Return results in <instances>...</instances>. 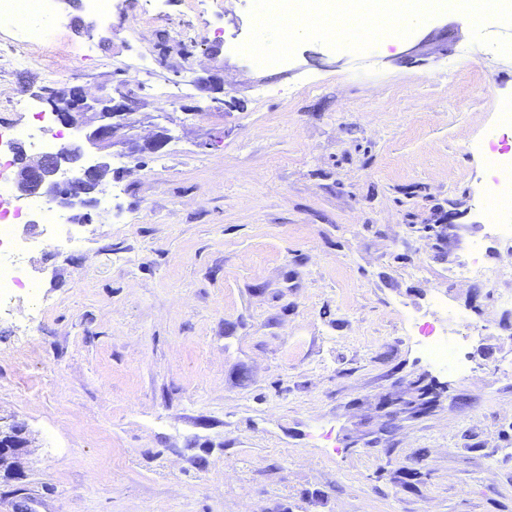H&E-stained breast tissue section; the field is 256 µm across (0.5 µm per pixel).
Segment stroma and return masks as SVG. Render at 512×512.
<instances>
[{"label":"stroma","mask_w":512,"mask_h":512,"mask_svg":"<svg viewBox=\"0 0 512 512\" xmlns=\"http://www.w3.org/2000/svg\"><path fill=\"white\" fill-rule=\"evenodd\" d=\"M252 2H55L61 65L0 24L25 59L0 62L1 122L31 123L46 85L173 118L91 222L30 233L40 304L0 319V417L28 427L35 512H512V307L462 273L500 262L483 201L512 56L447 10L396 48L264 67L237 51ZM217 64L220 104L196 86ZM424 386L431 409L402 412ZM421 345L425 353L437 364L452 366L451 340L444 334L434 332L433 328L422 326L418 328Z\"/></svg>","instance_id":"obj_1"}]
</instances>
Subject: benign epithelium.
<instances>
[{"label":"benign epithelium","mask_w":512,"mask_h":512,"mask_svg":"<svg viewBox=\"0 0 512 512\" xmlns=\"http://www.w3.org/2000/svg\"><path fill=\"white\" fill-rule=\"evenodd\" d=\"M199 89L222 92L217 72L196 79ZM40 101L47 105L54 121L80 132L81 143L64 145L28 160L23 144L13 146L18 169L15 186L22 197L41 196L63 210L92 209L100 204L112 180V162L141 153H158L170 141L166 128L141 144L131 131L157 116L145 111L142 98L116 87L112 92L88 98L79 87L42 88ZM27 425L18 420L0 424V471L13 472L12 512H33V501L22 484L19 459L29 453Z\"/></svg>","instance_id":"benign-epithelium-1"}]
</instances>
